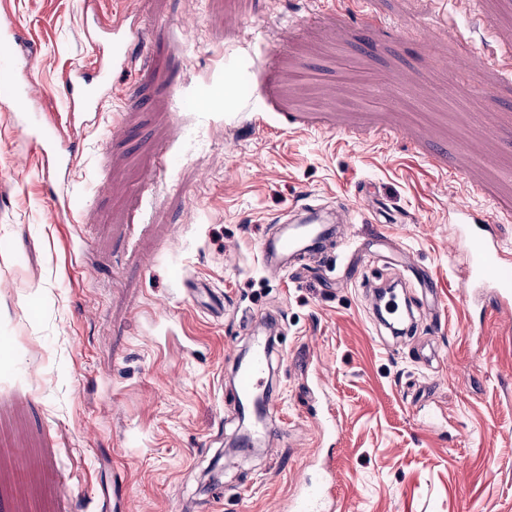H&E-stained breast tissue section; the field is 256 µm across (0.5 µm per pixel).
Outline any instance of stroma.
<instances>
[{
  "instance_id": "obj_1",
  "label": "stroma",
  "mask_w": 512,
  "mask_h": 512,
  "mask_svg": "<svg viewBox=\"0 0 512 512\" xmlns=\"http://www.w3.org/2000/svg\"><path fill=\"white\" fill-rule=\"evenodd\" d=\"M116 6L144 38L74 146L76 223L52 215L59 186L0 99V512H98L117 488L127 512H288L329 446L341 512H512V316L461 298L449 242L450 207L512 212V0ZM90 19L85 0H0L36 48L32 118L64 120ZM304 204L351 208L372 263L263 271L258 242ZM406 262L417 322L396 339L368 285ZM191 279L223 293L222 319ZM171 310L199 358L155 339ZM265 319L274 441L229 465L231 378ZM313 379L337 437L311 416Z\"/></svg>"
}]
</instances>
